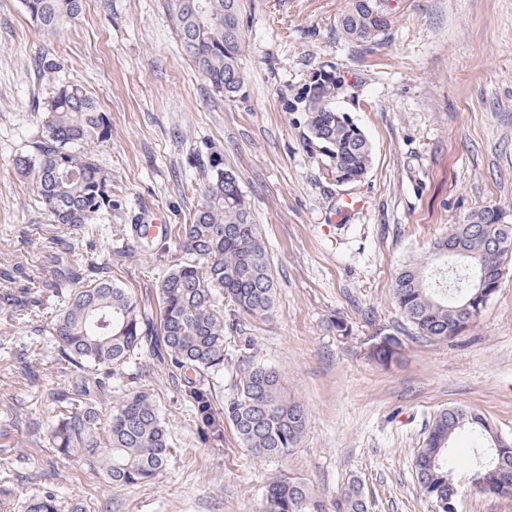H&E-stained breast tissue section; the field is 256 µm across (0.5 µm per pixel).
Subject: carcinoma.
<instances>
[{
    "label": "carcinoma",
    "mask_w": 512,
    "mask_h": 512,
    "mask_svg": "<svg viewBox=\"0 0 512 512\" xmlns=\"http://www.w3.org/2000/svg\"><path fill=\"white\" fill-rule=\"evenodd\" d=\"M195 0H171L180 43L213 89H222L242 74L245 47L242 0H204L213 20L202 25ZM31 20L56 35L77 20L84 0H24ZM343 35L358 43H374L388 27L380 0H355L341 21ZM43 76L56 83L46 102V117L33 154L15 160L17 171L30 178L39 202L53 223L81 228L112 211V179L87 149L105 141L112 130L76 84L56 78V66L42 63ZM336 85L306 84L295 101L304 113L307 145L331 183L361 181L372 163V151L362 129L344 112L336 111ZM206 178L204 202L193 220L179 225V245L188 259L175 265L158 284L159 324L106 272L89 282L77 266H69L57 287L66 289L62 309L49 327L63 360L80 371L78 380L60 394L50 435L55 451L101 473L112 486L146 484L165 469L172 455L171 431L153 395L143 388L126 394L102 422L101 405L111 388L97 370L118 372L136 360L149 336L152 348L180 385L184 401L198 422L200 438L215 447L232 426L241 443L259 461L281 458L301 442L309 421L306 406L287 397L279 373L271 366L249 363L241 370L235 393L217 401L215 380L224 375L225 329L219 300L229 316L264 318L275 303L276 285L267 251L233 170L213 153L202 165ZM486 205L432 244L428 261L403 266L392 284L393 300L417 333L444 340L471 327L478 299L468 288V273L448 275V257L439 252L461 247L486 264H501L502 255L487 256L493 242L512 240V224H503ZM37 303L32 294L6 293L0 304L15 311ZM403 348L394 334L375 339L369 356L390 364ZM481 441L488 434L485 420L463 408L441 411L432 422L415 460L421 493L435 502L458 491L449 481L454 469L451 447L461 432ZM107 435L102 440L101 435ZM342 512H369L361 489L351 483L336 502ZM0 512H82L66 507L53 490L19 504L0 498ZM260 512H325L324 499L300 478L275 477L268 482Z\"/></svg>",
    "instance_id": "carcinoma-1"
}]
</instances>
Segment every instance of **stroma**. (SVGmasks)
<instances>
[{"label":"stroma","instance_id":"stroma-1","mask_svg":"<svg viewBox=\"0 0 512 512\" xmlns=\"http://www.w3.org/2000/svg\"><path fill=\"white\" fill-rule=\"evenodd\" d=\"M355 0H242L248 49L244 95L214 93L182 50L168 0H85L83 14L51 36L21 0H0V291L27 283L39 304L0 307V479L13 500L46 488L88 512H259L275 476L304 479L326 512L358 483L369 512H434L416 481L414 454L442 410L482 415L512 441V260L476 323L447 341L417 337L392 299L400 267L423 260L480 206L498 204L512 224V0H386L390 24L373 45L345 39ZM80 85L112 128L95 159L112 175V210L81 229L51 223L14 159L33 151L54 87ZM331 65L348 91L337 109L358 124L372 164L336 187L303 140L292 102ZM220 153L240 177L276 282L272 313L226 331L219 400L234 393L244 360L274 366L309 422L287 457L257 462L232 427L224 444L201 441L165 366L140 351L138 376L111 379L114 402L151 390L171 426L173 453L150 483L116 487L57 456L48 427L54 399L72 380L47 330L60 308L62 260L113 281L158 313V283L183 258L176 231L202 202L201 163ZM172 232L148 241L143 224ZM350 328L337 336L334 320ZM399 333L403 355L370 360L373 337ZM458 512H512V496L475 492L476 443H453Z\"/></svg>","mask_w":512,"mask_h":512}]
</instances>
